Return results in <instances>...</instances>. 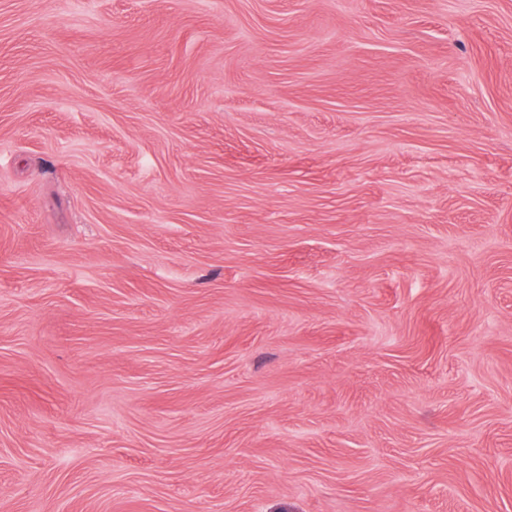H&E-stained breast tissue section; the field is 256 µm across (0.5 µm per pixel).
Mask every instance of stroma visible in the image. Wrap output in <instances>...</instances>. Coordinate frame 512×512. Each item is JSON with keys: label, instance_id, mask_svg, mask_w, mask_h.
<instances>
[{"label": "stroma", "instance_id": "35a3bbf8", "mask_svg": "<svg viewBox=\"0 0 512 512\" xmlns=\"http://www.w3.org/2000/svg\"><path fill=\"white\" fill-rule=\"evenodd\" d=\"M0 512H512V0H0Z\"/></svg>", "mask_w": 512, "mask_h": 512}]
</instances>
